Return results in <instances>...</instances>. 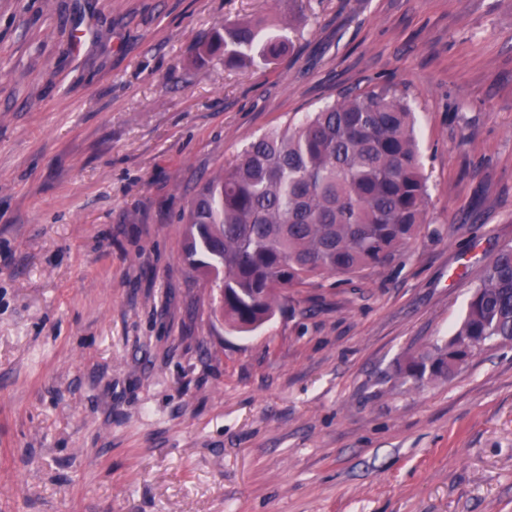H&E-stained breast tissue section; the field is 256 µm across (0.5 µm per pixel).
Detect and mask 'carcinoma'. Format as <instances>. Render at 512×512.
<instances>
[{"label": "carcinoma", "instance_id": "1", "mask_svg": "<svg viewBox=\"0 0 512 512\" xmlns=\"http://www.w3.org/2000/svg\"><path fill=\"white\" fill-rule=\"evenodd\" d=\"M287 29L285 20L279 34L261 20L226 24L201 52L224 54L227 66H268L285 55ZM428 207L415 109L397 85H376L251 141L191 202L183 259L217 288L224 323L253 331L288 289L392 261ZM495 340L512 342V245L486 265L448 342L401 373L450 376Z\"/></svg>", "mask_w": 512, "mask_h": 512}]
</instances>
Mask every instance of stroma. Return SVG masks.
Masks as SVG:
<instances>
[{
	"label": "stroma",
	"mask_w": 512,
	"mask_h": 512,
	"mask_svg": "<svg viewBox=\"0 0 512 512\" xmlns=\"http://www.w3.org/2000/svg\"><path fill=\"white\" fill-rule=\"evenodd\" d=\"M276 64L199 50L282 0H0V512H512V343L417 383L512 245V0H300ZM393 81L430 204L393 262L252 332L183 260L198 186Z\"/></svg>",
	"instance_id": "1"
}]
</instances>
